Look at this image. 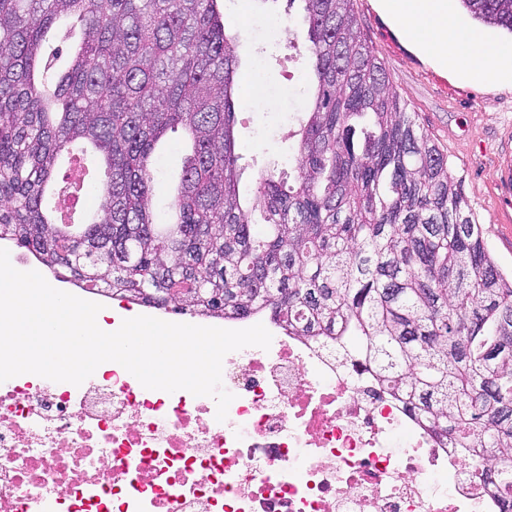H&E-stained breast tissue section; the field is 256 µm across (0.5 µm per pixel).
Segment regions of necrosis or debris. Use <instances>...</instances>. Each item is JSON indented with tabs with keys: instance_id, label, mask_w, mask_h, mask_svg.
<instances>
[{
	"instance_id": "4bbe7bcc",
	"label": "necrosis or debris",
	"mask_w": 512,
	"mask_h": 512,
	"mask_svg": "<svg viewBox=\"0 0 512 512\" xmlns=\"http://www.w3.org/2000/svg\"><path fill=\"white\" fill-rule=\"evenodd\" d=\"M222 380L223 422L117 363L0 383V512H500L490 461L441 447L335 350L281 329L227 354Z\"/></svg>"
}]
</instances>
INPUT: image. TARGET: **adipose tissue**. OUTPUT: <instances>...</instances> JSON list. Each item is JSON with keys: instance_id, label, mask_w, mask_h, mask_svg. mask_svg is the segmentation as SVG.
Returning a JSON list of instances; mask_svg holds the SVG:
<instances>
[{"instance_id": "1", "label": "adipose tissue", "mask_w": 512, "mask_h": 512, "mask_svg": "<svg viewBox=\"0 0 512 512\" xmlns=\"http://www.w3.org/2000/svg\"><path fill=\"white\" fill-rule=\"evenodd\" d=\"M385 6L413 43L463 79L512 82V47L457 25L450 18L447 0H386Z\"/></svg>"}]
</instances>
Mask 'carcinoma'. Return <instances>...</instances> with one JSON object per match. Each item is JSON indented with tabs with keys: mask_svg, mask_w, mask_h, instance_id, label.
Returning a JSON list of instances; mask_svg holds the SVG:
<instances>
[{
	"mask_svg": "<svg viewBox=\"0 0 512 512\" xmlns=\"http://www.w3.org/2000/svg\"><path fill=\"white\" fill-rule=\"evenodd\" d=\"M315 95L293 174L243 200L235 51L218 0H0V241L56 277L153 308L243 319L355 355L446 448L495 461L487 491L512 512V276L448 162L404 112L362 38L353 0H303ZM512 33V0H461ZM62 17L78 40L47 32ZM190 141L155 222L154 159ZM93 152L100 203L50 222L58 159Z\"/></svg>",
	"mask_w": 512,
	"mask_h": 512,
	"instance_id": "obj_1",
	"label": "carcinoma"
}]
</instances>
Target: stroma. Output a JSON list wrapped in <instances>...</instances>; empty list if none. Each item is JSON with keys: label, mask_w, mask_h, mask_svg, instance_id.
I'll list each match as a JSON object with an SVG mask.
<instances>
[{"label": "stroma", "mask_w": 512, "mask_h": 512, "mask_svg": "<svg viewBox=\"0 0 512 512\" xmlns=\"http://www.w3.org/2000/svg\"><path fill=\"white\" fill-rule=\"evenodd\" d=\"M225 30L236 43V152L242 196H251L265 168L287 169L303 96L313 94L308 57L289 50L307 30L301 0H220ZM360 28L402 103L448 159L482 224L488 248L503 270L512 269V84L460 80L415 48L380 0H355ZM182 130L168 132L159 146L153 192L156 218L165 221L184 156Z\"/></svg>", "instance_id": "35a3bbf8"}]
</instances>
